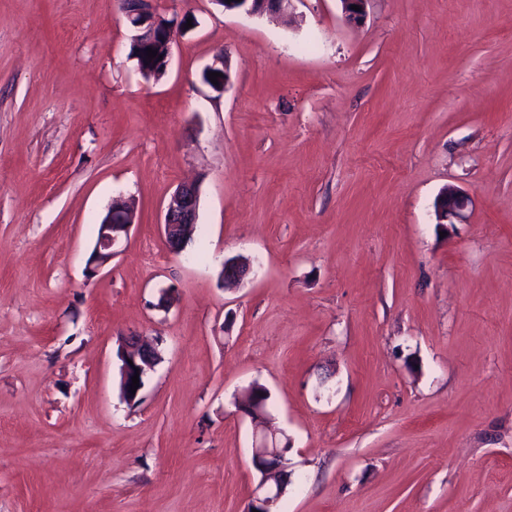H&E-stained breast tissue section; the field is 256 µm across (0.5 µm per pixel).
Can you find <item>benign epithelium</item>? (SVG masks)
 Returning a JSON list of instances; mask_svg holds the SVG:
<instances>
[{
    "label": "benign epithelium",
    "mask_w": 512,
    "mask_h": 512,
    "mask_svg": "<svg viewBox=\"0 0 512 512\" xmlns=\"http://www.w3.org/2000/svg\"><path fill=\"white\" fill-rule=\"evenodd\" d=\"M120 11L133 31L131 46L152 48L162 57L160 63L168 65L172 48L183 29L178 25L164 27L161 21L166 14L156 9V0H118ZM217 5H223L226 13L245 14L251 17L282 15L288 12L292 0H212ZM369 0H340L345 20L353 25L363 22ZM357 5L355 11L351 6ZM206 72H218L217 91H222L228 82V71L224 69V54H215L213 62ZM469 198L454 186L445 187L435 202L437 223L451 224L453 219L461 216L467 207ZM199 206V188L194 183L179 185L171 195L162 224V234L169 251L174 254L183 252L193 238L197 228ZM135 221V210L132 202L126 198H116L101 220L97 240L90 257L93 264L91 271L95 272L114 255V246L128 235L129 228ZM222 279L224 284L235 286L241 283L251 272V260L245 256H235L224 260ZM121 376L123 400L130 406L142 401V388L136 392L130 391L134 374L144 375L155 368L161 359L159 342L149 341L140 335H125L121 337ZM252 389H247L242 395L239 411L250 417L254 424L252 443V464L260 472L262 478L257 486L255 496L248 505L246 512L256 509L258 512H277V505L287 486L288 472L287 453L289 443L279 446L273 443L277 433L263 426L267 414V401L260 402L251 398Z\"/></svg>",
    "instance_id": "1"
}]
</instances>
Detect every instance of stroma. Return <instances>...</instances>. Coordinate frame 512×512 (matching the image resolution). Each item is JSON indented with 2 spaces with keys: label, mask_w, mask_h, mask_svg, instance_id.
Masks as SVG:
<instances>
[{
  "label": "stroma",
  "mask_w": 512,
  "mask_h": 512,
  "mask_svg": "<svg viewBox=\"0 0 512 512\" xmlns=\"http://www.w3.org/2000/svg\"><path fill=\"white\" fill-rule=\"evenodd\" d=\"M160 6L196 24L147 80L117 0H0V512H246L254 383L279 512H512V0ZM118 195L135 222L87 274ZM122 333L161 343L136 406ZM217 6L224 4L223 11L226 13L245 14L251 17L282 15L288 12L292 0H212ZM199 188L195 183L180 184L171 195L164 216L162 234L169 251L183 252L197 228ZM469 198L454 186L445 187L435 202L437 224H455L453 219L459 218L467 207ZM222 279L225 285L241 283L251 272V260L245 256H235L224 260ZM253 389L254 397L262 399L256 404V399H249L252 393V386L242 395L238 408L239 411L250 417L254 424L252 443V464L260 472L262 478L257 486L255 496L248 505L246 512L252 509L258 512H278L277 505L288 484L286 478L288 472L287 453L289 452L288 437L285 443L278 446L277 433L270 431L262 424L267 414V401L270 396L266 388L258 383ZM275 443H271V440Z\"/></svg>",
  "instance_id": "35a3bbf8"
}]
</instances>
